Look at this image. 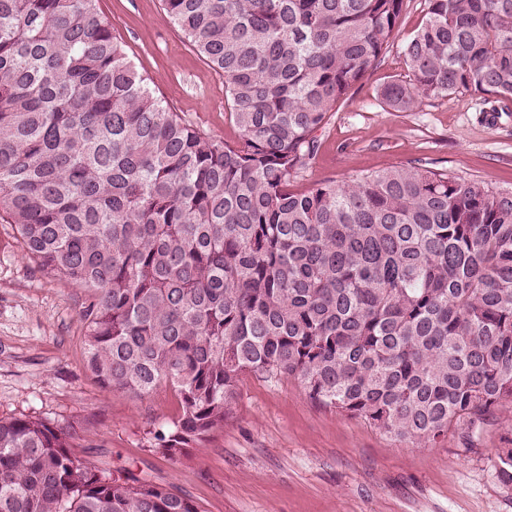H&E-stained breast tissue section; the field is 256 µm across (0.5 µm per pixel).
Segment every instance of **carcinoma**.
Wrapping results in <instances>:
<instances>
[{
    "label": "carcinoma",
    "instance_id": "cac0c4a2",
    "mask_svg": "<svg viewBox=\"0 0 512 512\" xmlns=\"http://www.w3.org/2000/svg\"><path fill=\"white\" fill-rule=\"evenodd\" d=\"M224 77L228 143L174 112L98 0H0V213L24 255L87 291L88 369L165 382L176 460L233 411L242 375L433 445L512 403V191L413 162L295 190L338 102L379 65L405 0H161ZM402 47L409 112L512 99V0H425ZM76 431L0 418V512H199L78 461ZM496 449L512 488V425Z\"/></svg>",
    "mask_w": 512,
    "mask_h": 512
}]
</instances>
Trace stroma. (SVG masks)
I'll return each instance as SVG.
<instances>
[{
    "instance_id": "stroma-1",
    "label": "stroma",
    "mask_w": 512,
    "mask_h": 512,
    "mask_svg": "<svg viewBox=\"0 0 512 512\" xmlns=\"http://www.w3.org/2000/svg\"><path fill=\"white\" fill-rule=\"evenodd\" d=\"M98 8L172 110L207 134L236 139L223 77L160 0H99ZM424 16V0H408L394 44L321 133L304 185L422 160L512 190V101L500 112L467 93L410 112L380 103L383 85L407 79L401 47ZM85 297L25 259L14 226L0 219V418L74 423L81 462L151 476L200 512H512V489L492 462L510 406L470 440L452 430L437 445L415 447L312 404L295 380L248 373L223 427L178 460L163 458L147 433L177 417L178 399L165 383L142 397L98 386L85 364Z\"/></svg>"
}]
</instances>
